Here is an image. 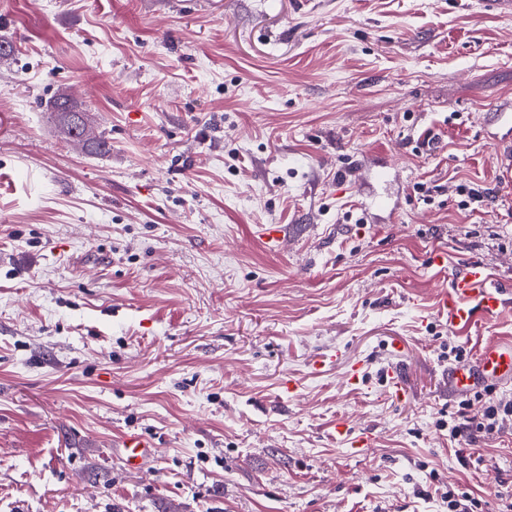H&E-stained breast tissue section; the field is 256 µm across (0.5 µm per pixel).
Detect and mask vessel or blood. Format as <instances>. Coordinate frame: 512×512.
Listing matches in <instances>:
<instances>
[{
	"instance_id": "1",
	"label": "vessel or blood",
	"mask_w": 512,
	"mask_h": 512,
	"mask_svg": "<svg viewBox=\"0 0 512 512\" xmlns=\"http://www.w3.org/2000/svg\"><path fill=\"white\" fill-rule=\"evenodd\" d=\"M495 160L506 188H512V137L494 141ZM512 307V289L497 284L487 265L480 261L469 262L463 271L452 276L447 286L437 295V310L448 326L449 332L458 336L468 335L480 320L499 315ZM512 382V342L485 344L475 361L457 363L448 369V390L465 394L489 383ZM121 460L130 470L144 468L151 457V445L136 434L122 437Z\"/></svg>"
}]
</instances>
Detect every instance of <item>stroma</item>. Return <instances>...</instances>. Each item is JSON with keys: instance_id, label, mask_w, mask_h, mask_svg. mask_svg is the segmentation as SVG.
<instances>
[{"instance_id": "1", "label": "stroma", "mask_w": 512, "mask_h": 512, "mask_svg": "<svg viewBox=\"0 0 512 512\" xmlns=\"http://www.w3.org/2000/svg\"><path fill=\"white\" fill-rule=\"evenodd\" d=\"M0 40V512H448L457 486L497 512L512 418L476 467L437 422L460 409L450 347L512 342V312L456 336L435 297L473 260L512 286L486 129L512 13L9 0ZM65 87L109 152L60 133ZM119 448H123L121 460L129 470L144 468L147 459L152 456L150 443L136 434L123 436Z\"/></svg>"}]
</instances>
